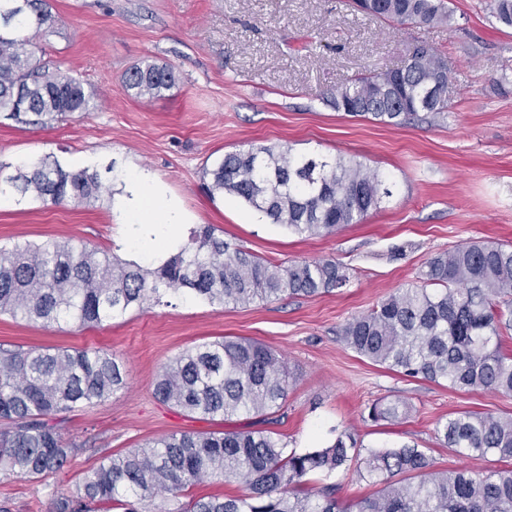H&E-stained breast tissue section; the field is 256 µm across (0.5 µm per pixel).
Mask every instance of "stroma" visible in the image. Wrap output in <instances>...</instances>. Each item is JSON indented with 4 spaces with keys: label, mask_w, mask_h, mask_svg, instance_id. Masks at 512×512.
Listing matches in <instances>:
<instances>
[{
    "label": "stroma",
    "mask_w": 512,
    "mask_h": 512,
    "mask_svg": "<svg viewBox=\"0 0 512 512\" xmlns=\"http://www.w3.org/2000/svg\"><path fill=\"white\" fill-rule=\"evenodd\" d=\"M57 18L32 39L48 65L96 92L92 112L46 126L0 113V162L50 155L83 157L97 170H150L189 217L174 233L213 225L225 241L277 264L333 259L348 283L313 297L249 306L210 305L183 294L92 327L51 329L0 314V348L105 350L129 374L126 389L100 404L60 414L76 443L64 467L33 480L0 475V512H54L84 472L108 454L181 432L226 426L274 432L286 448L328 446L355 430L363 449L402 444L430 449L438 468L481 473L493 461L443 446L435 425L462 410L512 416V397L490 389L454 391L373 364L348 348L342 326L418 281L436 252L470 242L512 244V28L489 0H448L445 25H399L364 15L353 0H47ZM427 45L449 70L448 120L383 126L336 111L328 98L352 79L400 67ZM144 60L170 67L164 96L135 98L122 79ZM271 145L296 154L343 155L385 173L392 196L358 224L304 238L261 222L228 194L209 195L203 170L225 153ZM92 207L0 198V247L54 239L127 257L112 209L121 185L106 180ZM245 337L282 354L288 397L269 421L205 419L160 402L162 366L187 347ZM400 399L406 420L373 423L369 406Z\"/></svg>",
    "instance_id": "stroma-1"
}]
</instances>
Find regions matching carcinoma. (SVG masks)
Returning a JSON list of instances; mask_svg holds the SVG:
<instances>
[{"instance_id":"obj_1","label":"carcinoma","mask_w":512,"mask_h":512,"mask_svg":"<svg viewBox=\"0 0 512 512\" xmlns=\"http://www.w3.org/2000/svg\"><path fill=\"white\" fill-rule=\"evenodd\" d=\"M496 19L512 26V0H491ZM380 17L396 22L443 24L444 0H385ZM55 19L45 0H0V112L43 124L69 112H88L95 91L53 71L27 36L51 32ZM425 63L363 76L336 89L333 107L390 126L448 119V76L442 58L417 49ZM141 98L175 85L167 66L140 62L124 75ZM0 163V195L31 196L45 204L92 206L104 191L95 169L73 171L48 156L20 161L16 173ZM210 194H231L273 223L309 238L357 224L382 197L392 194L378 170L338 155L294 154L253 146L228 153L204 172ZM345 267L333 260L287 267L232 246L205 225L191 244L155 268H143L85 246L45 240L0 250V313L50 328L61 322L99 325L133 307L159 304L179 291L210 304L247 306L284 296H315L346 284ZM512 330V247L471 243L426 262L422 285L401 288L341 330L347 347L376 365L422 377L455 390L491 389L512 396V352L503 337ZM128 384L127 372L104 350L51 348L0 352V473L39 478L59 471L77 445L65 439L57 416L102 403ZM288 391L280 353L263 343L224 337L188 347L162 367L155 394L189 414L230 421L265 416ZM374 421L406 419L404 402L373 403ZM444 446L463 455L493 456L502 466L484 473L435 468L425 448L402 445L361 456L355 434L307 452L289 451L262 430L183 432L110 455L90 468L76 489L57 501L56 512H512V416L470 410L439 421ZM356 472L381 488L345 504L340 485L310 490L305 477ZM398 474L415 484L393 480ZM239 479L250 493L193 496L209 478ZM188 498L187 502L180 498Z\"/></svg>"}]
</instances>
